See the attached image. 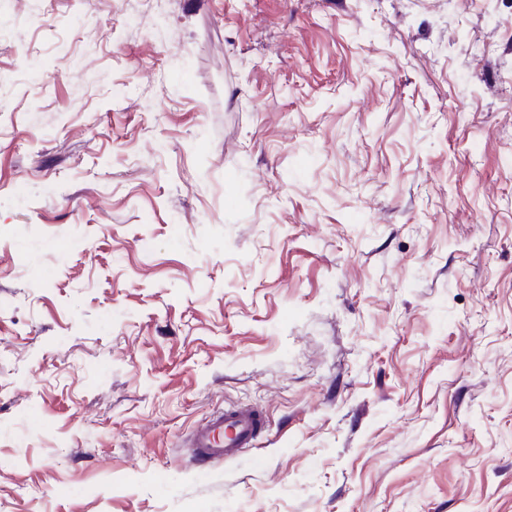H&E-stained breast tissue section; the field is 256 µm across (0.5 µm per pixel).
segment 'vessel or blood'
<instances>
[{
    "label": "vessel or blood",
    "mask_w": 512,
    "mask_h": 512,
    "mask_svg": "<svg viewBox=\"0 0 512 512\" xmlns=\"http://www.w3.org/2000/svg\"><path fill=\"white\" fill-rule=\"evenodd\" d=\"M263 424L256 409L229 408L199 426L188 446L195 460L221 462L233 458L241 449L254 447Z\"/></svg>",
    "instance_id": "vessel-or-blood-1"
}]
</instances>
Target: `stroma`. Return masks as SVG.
I'll list each match as a JSON object with an SVG mask.
<instances>
[{
    "label": "stroma",
    "instance_id": "obj_1",
    "mask_svg": "<svg viewBox=\"0 0 512 512\" xmlns=\"http://www.w3.org/2000/svg\"><path fill=\"white\" fill-rule=\"evenodd\" d=\"M1 97L0 512H512V0H0ZM258 410L248 407L225 409L192 434L187 448L197 461L211 463L233 458L242 448H252L263 428Z\"/></svg>",
    "mask_w": 512,
    "mask_h": 512
}]
</instances>
